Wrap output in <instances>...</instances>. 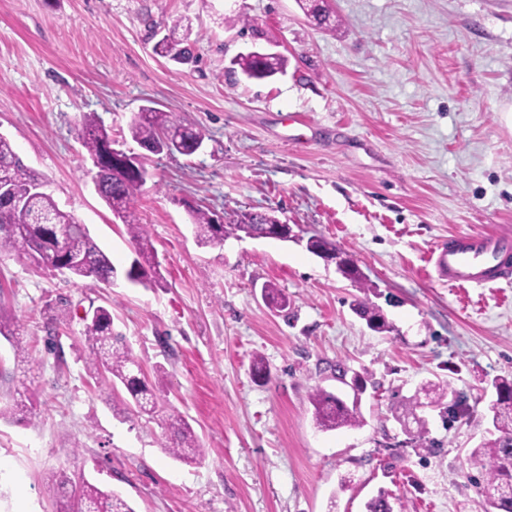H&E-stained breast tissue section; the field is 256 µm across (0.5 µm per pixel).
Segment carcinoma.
I'll use <instances>...</instances> for the list:
<instances>
[{
  "label": "carcinoma",
  "mask_w": 512,
  "mask_h": 512,
  "mask_svg": "<svg viewBox=\"0 0 512 512\" xmlns=\"http://www.w3.org/2000/svg\"><path fill=\"white\" fill-rule=\"evenodd\" d=\"M180 26V21H173L171 34L157 42L154 50L162 57L187 63L193 59V53L174 37V31ZM285 64L286 59L281 55L258 59L248 54L236 60V65L251 79L272 77L282 72ZM129 130L136 142L156 154L178 152L189 156L195 153L196 145L203 140L201 131L182 125L172 113L154 107L142 109L131 122ZM78 136L90 159L98 164L95 180L98 194L126 225L134 247L135 258L125 270L126 280L146 288L163 287L159 263L155 261V247L145 225L138 223L133 209L134 196L146 182L148 170L136 157L129 158L126 153L115 151L111 134L91 113L83 115ZM39 182L38 176L23 164L11 141L0 135V253L12 254L55 270L64 269L74 277L111 283L116 268L110 257L74 215L62 210L50 194L35 190ZM191 219L198 242L214 245L239 232L265 237L275 217L244 212L234 224H217L211 210L196 208L191 212ZM264 298L275 309L282 311L288 307V298L273 285L265 286ZM354 310L372 330L385 332L389 329L377 306L359 302L354 305ZM83 335L90 349L86 362L90 376L100 379L112 390L122 385L130 396L125 409L149 418L157 416L154 389L146 380L135 376L139 363L124 337L113 331L111 311L99 307L92 317L85 318ZM0 336L12 345L17 362H27L28 350L22 346L1 312ZM250 371L257 383L264 384L270 379L268 367L259 354L253 356ZM336 371V379L353 391V401L349 404L341 397L315 387L310 402L316 425L323 430L361 425L359 400L366 391L367 378L360 373L350 376L339 366ZM494 389L495 399L488 407L494 431L490 432V438L471 451L469 463L481 476L476 481L477 487L491 489L497 494L496 500L489 503L493 512H512V378L497 379ZM425 395L429 396L426 401L412 397L407 411V416L416 424V429L409 431V435L420 442L426 441L427 420L419 415V411L428 406L440 408L446 414L450 412V406L444 402L448 396L447 389L435 387L426 390ZM29 415L31 409L23 399L7 408L0 407V418L8 416L22 421ZM163 422L173 433L171 441L164 445L170 456L185 463L205 458L207 449L203 448L181 412L171 409ZM65 508L72 512H134L122 496L89 481L80 484L75 497L66 502ZM365 512H406V506L391 491L381 488L365 503Z\"/></svg>",
  "instance_id": "cac0c4a2"
}]
</instances>
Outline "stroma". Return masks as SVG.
<instances>
[{"label": "stroma", "mask_w": 512, "mask_h": 512, "mask_svg": "<svg viewBox=\"0 0 512 512\" xmlns=\"http://www.w3.org/2000/svg\"><path fill=\"white\" fill-rule=\"evenodd\" d=\"M335 31L298 0H0V134L85 224L117 268L134 257L96 191L77 125L93 113L150 173L134 208L166 279L143 288L80 279L0 254V305L28 349L0 337V406L26 390V421L0 420V512H60L53 477L85 476L135 512H365L379 489L409 512H484L466 458L488 426L493 382L512 376V282L451 287L439 240L512 225V0H323ZM244 13L251 26H230ZM186 64L153 47L173 20ZM268 48L284 73L255 80L234 58ZM202 130L193 155L145 153L142 108ZM269 213L288 241L198 243L189 212ZM332 242L367 279L352 286L307 249ZM288 298L278 311L262 287ZM364 297L392 324L351 309ZM104 306L162 403L207 450L186 464L158 419L124 412L123 388L86 370L84 313ZM270 370L250 374L254 354ZM366 374L364 424L323 431L309 395ZM457 413L426 410L414 447L398 417L425 382Z\"/></svg>", "instance_id": "1"}]
</instances>
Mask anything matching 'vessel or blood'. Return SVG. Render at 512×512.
Listing matches in <instances>:
<instances>
[{"label":"vessel or blood","mask_w":512,"mask_h":512,"mask_svg":"<svg viewBox=\"0 0 512 512\" xmlns=\"http://www.w3.org/2000/svg\"><path fill=\"white\" fill-rule=\"evenodd\" d=\"M439 279L452 286H484L512 278V233L459 234L428 257Z\"/></svg>","instance_id":"obj_1"}]
</instances>
